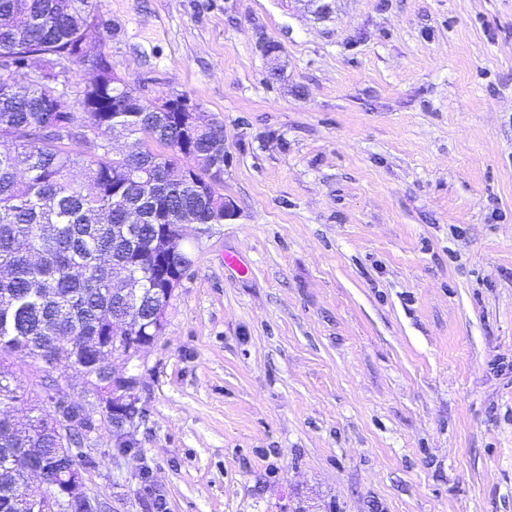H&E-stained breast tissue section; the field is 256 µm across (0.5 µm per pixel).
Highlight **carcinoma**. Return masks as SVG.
I'll return each mask as SVG.
<instances>
[{
	"label": "carcinoma",
	"instance_id": "carcinoma-1",
	"mask_svg": "<svg viewBox=\"0 0 512 512\" xmlns=\"http://www.w3.org/2000/svg\"><path fill=\"white\" fill-rule=\"evenodd\" d=\"M94 0H0V352L29 358L50 371L69 366L92 379L96 336L112 329L117 298L102 279L112 260H124L145 280L159 283L150 259L137 256L113 232L116 224L139 225L142 240L159 233L172 246L188 224L224 223V126L201 124L183 131L175 114L156 117L128 86L87 77L70 93L71 66H84L87 22ZM40 54L56 67L58 82L30 71ZM98 136L101 153L80 144ZM127 140L139 156L124 162L112 141ZM207 153L211 169L186 166L180 158ZM63 336L86 342L74 350ZM24 422L0 412V506L27 492L24 459L46 463L49 474L66 463L56 459V431L49 412L36 405ZM24 447L26 458H11Z\"/></svg>",
	"mask_w": 512,
	"mask_h": 512
}]
</instances>
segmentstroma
I'll list each match as a JSON object with an SVG mask.
<instances>
[{"mask_svg": "<svg viewBox=\"0 0 512 512\" xmlns=\"http://www.w3.org/2000/svg\"><path fill=\"white\" fill-rule=\"evenodd\" d=\"M143 98L224 126L233 217L196 261L141 381L112 512H512V0H98ZM280 45L279 77L262 52ZM13 368L14 406L80 397Z\"/></svg>", "mask_w": 512, "mask_h": 512, "instance_id": "35a3bbf8", "label": "stroma"}]
</instances>
